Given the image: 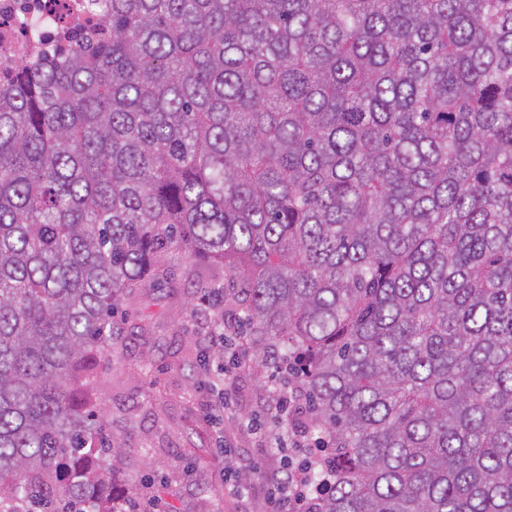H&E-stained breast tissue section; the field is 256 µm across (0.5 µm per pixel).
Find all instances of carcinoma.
Wrapping results in <instances>:
<instances>
[{
  "mask_svg": "<svg viewBox=\"0 0 512 512\" xmlns=\"http://www.w3.org/2000/svg\"><path fill=\"white\" fill-rule=\"evenodd\" d=\"M0 81V512H135L113 310L212 259L314 512H512V0H104Z\"/></svg>",
  "mask_w": 512,
  "mask_h": 512,
  "instance_id": "carcinoma-1",
  "label": "carcinoma"
}]
</instances>
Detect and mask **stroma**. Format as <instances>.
<instances>
[{"mask_svg":"<svg viewBox=\"0 0 512 512\" xmlns=\"http://www.w3.org/2000/svg\"><path fill=\"white\" fill-rule=\"evenodd\" d=\"M168 264L174 276L148 280L122 304L131 333L90 378L108 434L129 450L112 493L156 499L164 512H267V473L297 458L275 410L279 377L236 337L223 371L201 376L199 358L212 338L200 285L216 265L177 252ZM215 383L223 397H211ZM245 472L249 493L231 492Z\"/></svg>","mask_w":512,"mask_h":512,"instance_id":"stroma-1","label":"stroma"}]
</instances>
